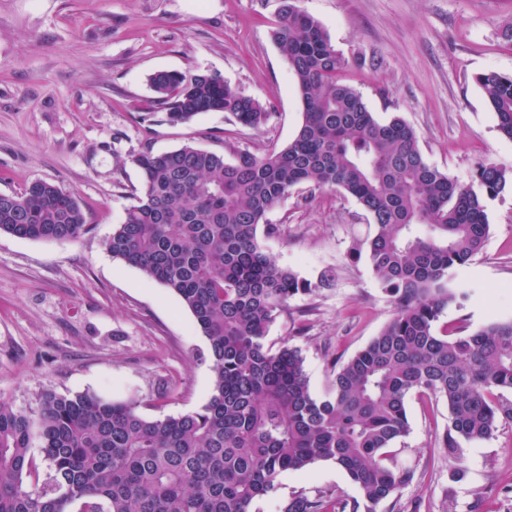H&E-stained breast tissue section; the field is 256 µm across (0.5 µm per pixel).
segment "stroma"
I'll list each match as a JSON object with an SVG mask.
<instances>
[{
  "label": "stroma",
  "instance_id": "35a3bbf8",
  "mask_svg": "<svg viewBox=\"0 0 512 512\" xmlns=\"http://www.w3.org/2000/svg\"><path fill=\"white\" fill-rule=\"evenodd\" d=\"M347 61L343 82L376 118L400 117L425 160L459 182L478 165L512 177V141L474 77L512 75V0H297ZM281 0H0V192L36 180L73 194L89 231L65 242L0 232V400L32 412L52 391L139 399L149 418L199 411L213 373L208 343L178 296L113 258L106 239L142 192L135 157L189 144L262 155L286 146L302 120L288 62L270 33ZM209 72L265 105L263 127L225 112L166 122L150 77ZM482 251L452 271L469 295L439 328L476 330L512 319V187L487 200ZM279 231L263 251L300 278L329 287L289 299L268 329L272 347H298L311 392L322 396L332 362L362 349L392 318L365 242L375 232L357 200L339 189H293L267 215ZM408 434L393 458L415 472L376 512H512V422L487 440L446 454L444 401L406 399ZM358 494L335 464L282 474L252 512H281L303 493Z\"/></svg>",
  "mask_w": 512,
  "mask_h": 512
}]
</instances>
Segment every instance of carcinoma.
I'll return each mask as SVG.
<instances>
[{"instance_id": "1", "label": "carcinoma", "mask_w": 512, "mask_h": 512, "mask_svg": "<svg viewBox=\"0 0 512 512\" xmlns=\"http://www.w3.org/2000/svg\"><path fill=\"white\" fill-rule=\"evenodd\" d=\"M273 40L292 69L303 122L293 140L262 156L224 155L184 145L134 162L143 192L105 241L112 257L174 292L208 340L213 391L193 413L148 419L139 402L47 392L27 414L0 402V512H252L279 477L331 461L356 486L352 500L295 495L282 512H376L414 478L389 448L409 432L406 398L443 400L441 445L488 439L512 420V319L448 333L438 322L466 292L452 270L478 254L490 231L485 199L507 186L494 164L461 184L423 157L402 119L378 120L339 80L346 60L294 0H282ZM512 140V76H476ZM171 125L227 112L257 129L271 113L223 78L162 71L151 78ZM341 189L377 231L367 243L393 318L312 395L299 348L267 345L269 325L313 284L263 252L259 236L278 226L268 212L293 189ZM424 224L425 237L412 227ZM89 231L74 196L35 181L0 193V232L68 241ZM51 474L39 482L32 449Z\"/></svg>"}]
</instances>
